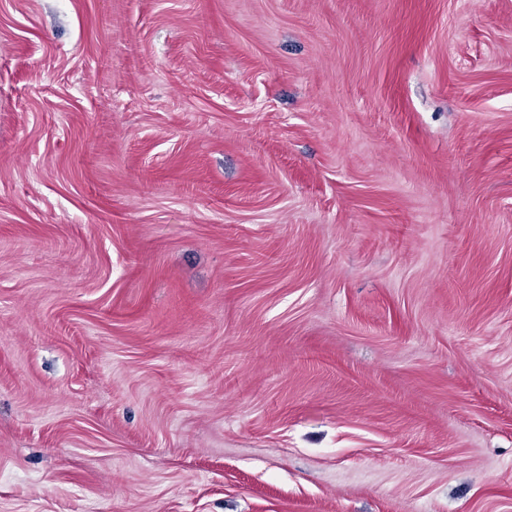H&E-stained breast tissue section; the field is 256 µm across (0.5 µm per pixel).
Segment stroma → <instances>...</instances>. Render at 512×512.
Instances as JSON below:
<instances>
[{
	"label": "stroma",
	"mask_w": 512,
	"mask_h": 512,
	"mask_svg": "<svg viewBox=\"0 0 512 512\" xmlns=\"http://www.w3.org/2000/svg\"><path fill=\"white\" fill-rule=\"evenodd\" d=\"M0 512H512V0H0Z\"/></svg>",
	"instance_id": "obj_1"
}]
</instances>
